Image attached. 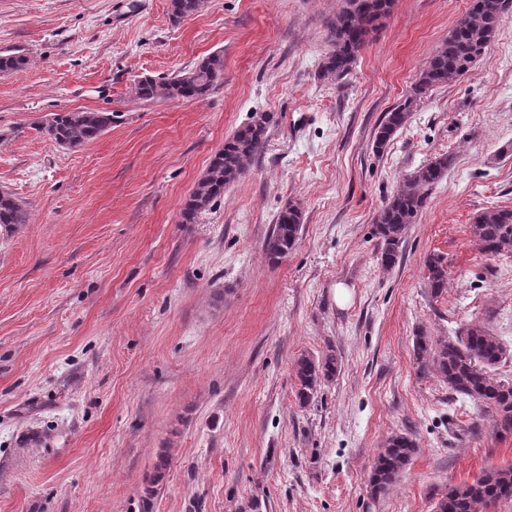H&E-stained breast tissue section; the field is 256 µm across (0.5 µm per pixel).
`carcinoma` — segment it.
<instances>
[{"label": "carcinoma", "mask_w": 512, "mask_h": 512, "mask_svg": "<svg viewBox=\"0 0 512 512\" xmlns=\"http://www.w3.org/2000/svg\"><path fill=\"white\" fill-rule=\"evenodd\" d=\"M394 0H343V7L327 22L332 49L319 67L322 77L339 78L348 74L381 20L388 16ZM202 0H170V16L178 23L199 12ZM512 11V0H470L469 8L448 32V38L435 50L421 69L414 94L446 85L465 75L492 44L505 15ZM27 59L13 54L0 55V74L16 71ZM224 74V57L214 54L195 69L174 77H146L136 87L143 100L180 101L210 94ZM413 99L387 112L374 134L373 148L380 152L408 122ZM112 126V113L74 111L55 113L44 131L49 141L60 147H79L97 139ZM268 118L264 115L238 128L224 141V147L211 158L206 172L197 182L180 213L181 223L195 222L203 208L224 195V188L237 181L267 138ZM453 156L442 154L403 179L384 202L374 222L380 239V260L384 269L394 267L406 227L415 222L427 201L425 189L434 186L448 172ZM28 223L25 205L13 194L0 191V226ZM302 226L298 205L289 203L277 214L264 251L273 263L285 257L296 245ZM470 234L479 250L487 255L512 257V208L490 207L479 213L470 225ZM430 294L440 296L448 283L444 259L435 254L424 260ZM414 355L420 372L433 373L448 389L489 409L494 426L502 434H512V384L499 380L493 369L507 355V349L491 330L482 325L467 328L448 340H432L423 334L415 337ZM338 371L336 355L323 358L303 356L295 365L297 399L307 405L321 387ZM417 452L416 442L407 435H393L379 452L373 466L369 489L373 497L385 494L401 476ZM169 458L160 454L153 474L144 489L143 512H151L155 487L163 481ZM512 499V466L490 467L472 482L456 486L443 494L434 512H479L501 500Z\"/></svg>", "instance_id": "1"}]
</instances>
